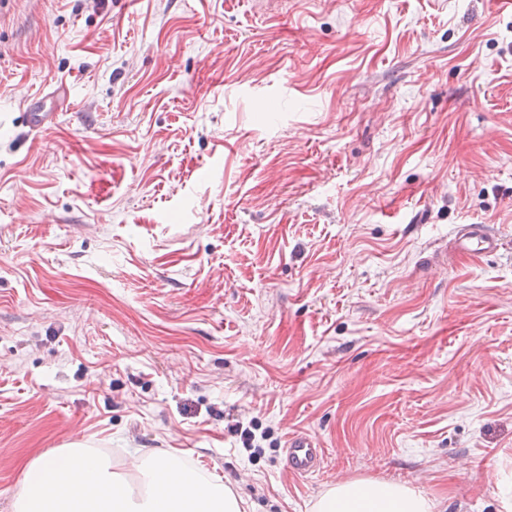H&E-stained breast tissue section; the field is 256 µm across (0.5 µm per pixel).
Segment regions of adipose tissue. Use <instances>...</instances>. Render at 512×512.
I'll return each mask as SVG.
<instances>
[{"instance_id": "1", "label": "adipose tissue", "mask_w": 512, "mask_h": 512, "mask_svg": "<svg viewBox=\"0 0 512 512\" xmlns=\"http://www.w3.org/2000/svg\"><path fill=\"white\" fill-rule=\"evenodd\" d=\"M244 498L217 476L181 463L178 454L134 449L114 467L80 442L33 457L11 512H242ZM441 503L406 484L342 479L328 485L311 512H440Z\"/></svg>"}]
</instances>
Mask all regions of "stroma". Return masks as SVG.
Segmentation results:
<instances>
[{
    "mask_svg": "<svg viewBox=\"0 0 512 512\" xmlns=\"http://www.w3.org/2000/svg\"><path fill=\"white\" fill-rule=\"evenodd\" d=\"M72 441L179 452L247 512L341 478L500 512L512 7L0 0V512ZM54 114L44 112L43 103L39 100H32L27 105L24 119L32 131H39L52 122ZM499 235L483 224H469L457 237L455 248L471 257H479L498 249ZM286 463L288 469L297 475H313L320 468L324 450L311 436L300 435L288 439Z\"/></svg>",
    "mask_w": 512,
    "mask_h": 512,
    "instance_id": "stroma-1",
    "label": "stroma"
}]
</instances>
